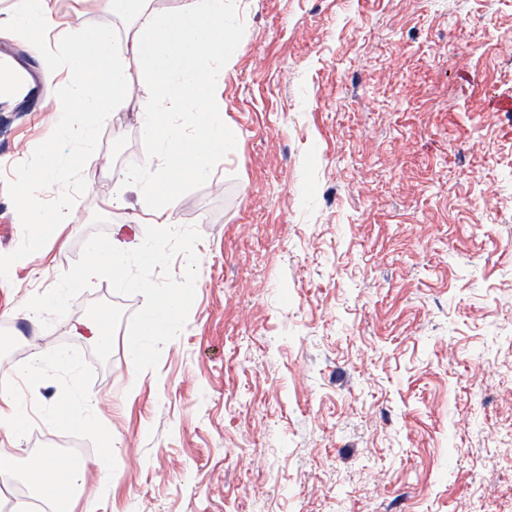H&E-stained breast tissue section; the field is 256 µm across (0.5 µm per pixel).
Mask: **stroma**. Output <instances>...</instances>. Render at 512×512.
<instances>
[{"mask_svg":"<svg viewBox=\"0 0 512 512\" xmlns=\"http://www.w3.org/2000/svg\"><path fill=\"white\" fill-rule=\"evenodd\" d=\"M237 45L224 78L233 152L182 178L166 263L182 288L177 335L127 352L139 293L109 277L61 304L49 288L149 221L112 187L165 164L140 133L154 87L96 125L97 151L60 138L62 112L0 111V253L27 241L15 206L46 148L70 158L55 197L70 217L0 282V380L29 419L0 431V512L48 418L92 399L111 431H82L89 467L72 512H512V0H225ZM74 34L127 23L96 0H58ZM54 33H0L33 76L65 58ZM195 265H187V254ZM111 314L112 345L74 336ZM51 348L68 371L41 363ZM109 456L112 481L94 462Z\"/></svg>","mask_w":512,"mask_h":512,"instance_id":"35a3bbf8","label":"stroma"}]
</instances>
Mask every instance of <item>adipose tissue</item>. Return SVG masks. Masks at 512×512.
<instances>
[{"mask_svg": "<svg viewBox=\"0 0 512 512\" xmlns=\"http://www.w3.org/2000/svg\"><path fill=\"white\" fill-rule=\"evenodd\" d=\"M103 11L129 19L123 55L114 52V34L98 27L73 40L69 65L78 84L54 81L55 61H48L43 79L51 87L50 105L65 112L70 122L61 131L65 140L81 144L84 153L95 150L93 128L88 114L106 116L117 103L130 101L131 80L126 59L140 63L154 86V96L138 107L140 128L167 160L166 168L137 187L143 210L157 213V221L142 231L132 224H118L110 242L100 247L91 262L72 271L46 295L55 304L83 288L99 273L110 272L123 288L143 294L146 304L136 336L129 344L131 359L146 360L154 354V340L175 335L183 309V291L179 288L156 289L123 273L130 257L142 266L156 268L167 259L164 243L175 222L177 199L163 192L173 173L183 172L195 179L212 176L215 157L232 151L235 141L224 125L221 98L224 73L214 69L215 61H231L234 47L229 37L232 24L224 9V0H185L179 12L159 13L149 0H99ZM8 24L29 35L51 31L59 21L53 0H13ZM189 112L195 118L197 135L189 139L182 127L162 123L163 115ZM70 168L68 156L58 150L45 154L33 183V192L24 197L17 210V221L33 228V242L54 236L56 217L67 210L66 200H58L55 209H46L42 198L53 193ZM86 466L57 456L35 460L23 478L31 490L51 502H70L72 493L85 479Z\"/></svg>", "mask_w": 512, "mask_h": 512, "instance_id": "obj_1", "label": "adipose tissue"}]
</instances>
